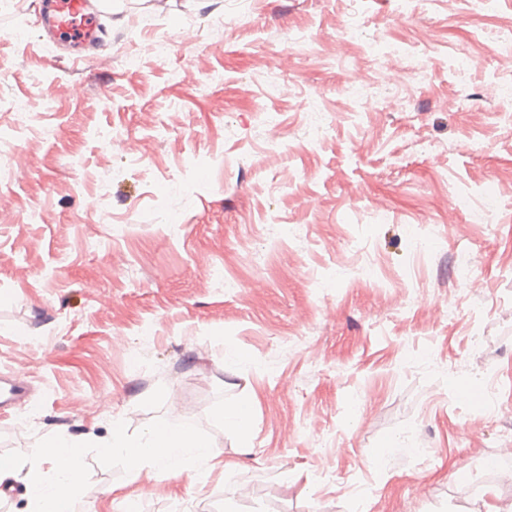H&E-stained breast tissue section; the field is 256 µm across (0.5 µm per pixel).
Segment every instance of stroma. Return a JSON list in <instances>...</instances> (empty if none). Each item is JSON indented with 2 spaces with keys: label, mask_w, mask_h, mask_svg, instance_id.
Listing matches in <instances>:
<instances>
[{
  "label": "stroma",
  "mask_w": 512,
  "mask_h": 512,
  "mask_svg": "<svg viewBox=\"0 0 512 512\" xmlns=\"http://www.w3.org/2000/svg\"><path fill=\"white\" fill-rule=\"evenodd\" d=\"M8 2L0 454L162 417L210 472L90 454L75 512H512V0H101L78 64ZM27 400L26 386L20 377L0 373V411L22 406Z\"/></svg>",
  "instance_id": "stroma-1"
}]
</instances>
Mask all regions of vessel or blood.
I'll return each instance as SVG.
<instances>
[{"label":"vessel or blood","mask_w":512,"mask_h":512,"mask_svg":"<svg viewBox=\"0 0 512 512\" xmlns=\"http://www.w3.org/2000/svg\"><path fill=\"white\" fill-rule=\"evenodd\" d=\"M99 9L91 0H47L41 22L59 40L82 50L98 43ZM27 400L26 386L20 377L0 373V410L22 406Z\"/></svg>","instance_id":"1"}]
</instances>
